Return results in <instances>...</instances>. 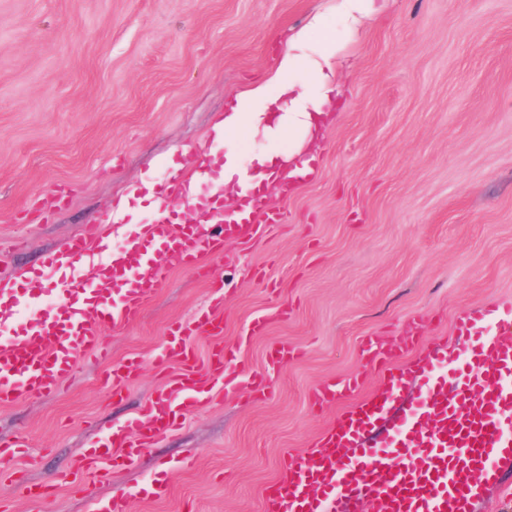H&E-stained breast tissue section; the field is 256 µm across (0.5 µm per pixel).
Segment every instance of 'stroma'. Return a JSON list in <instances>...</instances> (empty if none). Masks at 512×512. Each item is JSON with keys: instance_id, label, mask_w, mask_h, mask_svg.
Returning a JSON list of instances; mask_svg holds the SVG:
<instances>
[{"instance_id": "1", "label": "stroma", "mask_w": 512, "mask_h": 512, "mask_svg": "<svg viewBox=\"0 0 512 512\" xmlns=\"http://www.w3.org/2000/svg\"><path fill=\"white\" fill-rule=\"evenodd\" d=\"M336 0H0V270L38 267L99 223L122 244L155 211L130 199L185 153L240 165L283 152L263 134L234 145L212 127L225 107L275 68L288 35L314 13L335 37L344 93L328 127L318 178L275 198L286 222L248 248L230 244L204 271L172 270L139 315L105 327L107 357L86 355L52 396L0 407V437L25 450L0 464V512H93L126 495L129 512H263L283 460L343 408L314 409L329 377L379 376L359 356L364 337L443 338L453 354L457 309L512 301V0H385L356 32ZM223 279L224 345L250 369L272 346L295 356L273 392L248 386L212 401L157 438L136 465L81 483L76 463L111 425L181 370L154 356L169 326L209 307ZM288 306V317L277 313ZM268 315L262 334L243 329ZM136 357L120 391L112 366ZM169 487L153 500L154 481ZM36 487V498L26 490Z\"/></svg>"}]
</instances>
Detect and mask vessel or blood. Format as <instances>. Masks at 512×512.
I'll use <instances>...</instances> for the list:
<instances>
[{"label": "vessel or blood", "instance_id": "obj_1", "mask_svg": "<svg viewBox=\"0 0 512 512\" xmlns=\"http://www.w3.org/2000/svg\"><path fill=\"white\" fill-rule=\"evenodd\" d=\"M189 182L169 177L155 188L152 223L110 251L90 280L68 276L97 238L87 225L39 270L0 286V406L33 395L55 394L60 382L88 353L106 355L104 327L135 319L164 268L193 269L222 255L226 243L244 244L271 235L286 221L280 208L251 195L235 213L212 197L191 203ZM162 247L164 266L153 261ZM454 332L470 339L465 359H449L448 346L416 339L393 345L366 337L364 361L381 378L360 396L363 378H329L313 388L310 402L351 404L308 448L285 455L286 481L265 492L264 512H471L477 490L499 480V464L512 459V302L461 309ZM224 332L219 308L171 326L159 361L181 362L185 371L159 390L145 418L110 428L85 457L91 479L109 464L135 463L150 442L169 432L178 416L217 385L240 383L272 393L270 372L246 371L238 351L216 344L197 361L192 341ZM141 362L113 366L105 378L113 390L134 377Z\"/></svg>", "mask_w": 512, "mask_h": 512}]
</instances>
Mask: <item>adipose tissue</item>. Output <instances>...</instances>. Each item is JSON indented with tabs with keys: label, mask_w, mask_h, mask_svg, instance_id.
Segmentation results:
<instances>
[{
	"label": "adipose tissue",
	"mask_w": 512,
	"mask_h": 512,
	"mask_svg": "<svg viewBox=\"0 0 512 512\" xmlns=\"http://www.w3.org/2000/svg\"><path fill=\"white\" fill-rule=\"evenodd\" d=\"M323 27V15L316 14L289 36L270 82L255 84L236 97L213 127L216 138L231 141L243 133L260 131L276 139L287 133L294 137L296 153L319 149L328 114L342 88L335 38L314 37ZM273 83L278 86L274 93L269 90ZM282 162V155L263 153L248 168L230 152L224 156L216 183L223 186L225 200L232 202L242 187L271 182L279 175Z\"/></svg>",
	"instance_id": "1"
}]
</instances>
